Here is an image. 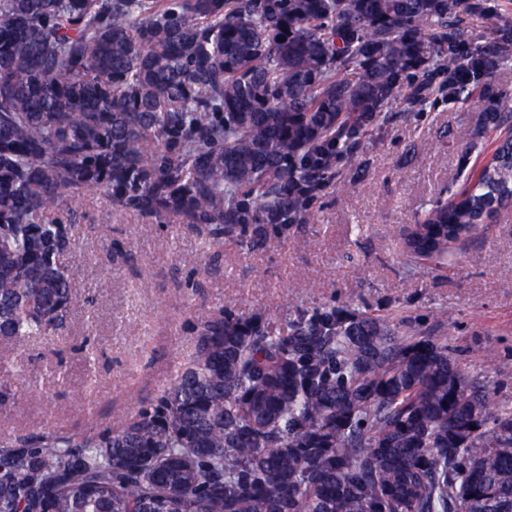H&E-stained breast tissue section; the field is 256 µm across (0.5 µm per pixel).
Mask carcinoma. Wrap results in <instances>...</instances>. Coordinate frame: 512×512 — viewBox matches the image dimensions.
<instances>
[{"label": "carcinoma", "mask_w": 512, "mask_h": 512, "mask_svg": "<svg viewBox=\"0 0 512 512\" xmlns=\"http://www.w3.org/2000/svg\"><path fill=\"white\" fill-rule=\"evenodd\" d=\"M489 0H0V341L70 330L67 198L177 216L206 264L276 242L402 92L478 96L512 56L466 40ZM512 194L503 140L408 258L442 259ZM169 384L101 431L0 436V512H512V401L398 313L327 305L192 328ZM0 366V405L27 397Z\"/></svg>", "instance_id": "cac0c4a2"}]
</instances>
